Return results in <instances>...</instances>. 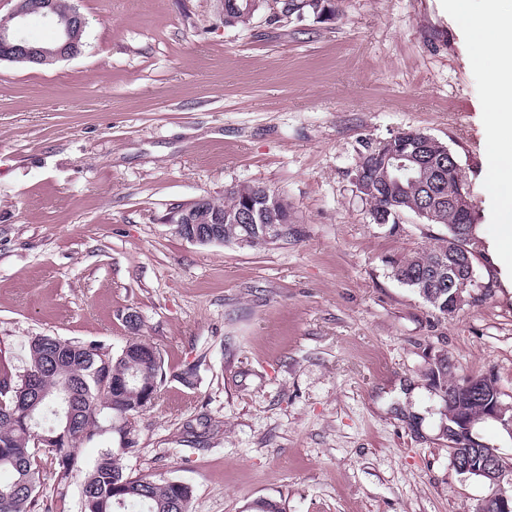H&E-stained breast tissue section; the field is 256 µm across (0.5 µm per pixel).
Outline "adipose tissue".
Masks as SVG:
<instances>
[{
    "instance_id": "1",
    "label": "adipose tissue",
    "mask_w": 512,
    "mask_h": 512,
    "mask_svg": "<svg viewBox=\"0 0 512 512\" xmlns=\"http://www.w3.org/2000/svg\"><path fill=\"white\" fill-rule=\"evenodd\" d=\"M452 2L473 59L493 72L484 94L492 118V185L503 226L500 248L512 254V7H504L503 0Z\"/></svg>"
}]
</instances>
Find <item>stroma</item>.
Here are the masks:
<instances>
[{"instance_id":"1","label":"stroma","mask_w":512,"mask_h":512,"mask_svg":"<svg viewBox=\"0 0 512 512\" xmlns=\"http://www.w3.org/2000/svg\"><path fill=\"white\" fill-rule=\"evenodd\" d=\"M80 54L0 61V362L19 373L39 334L164 361L160 398L121 450L111 418L68 493L105 450L126 473L176 479L191 512H473L430 385L495 379L512 406V273L496 252L483 105L447 0H334L335 16L224 26L219 0H72ZM448 147L469 186L484 288L454 316L391 273L444 226L371 223L354 185L368 145L402 130ZM275 189L296 229L241 249L180 236L173 218L232 185ZM190 382H183L184 372Z\"/></svg>"}]
</instances>
